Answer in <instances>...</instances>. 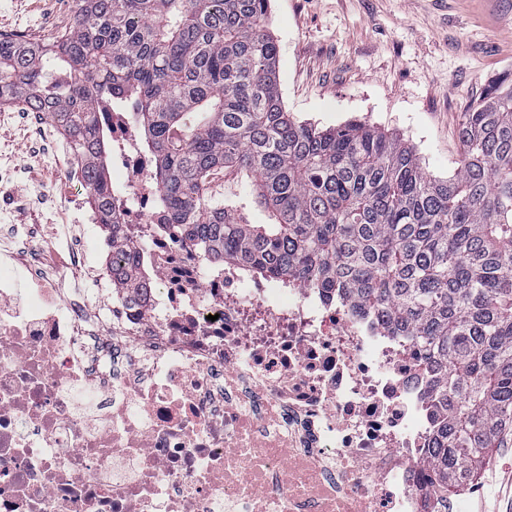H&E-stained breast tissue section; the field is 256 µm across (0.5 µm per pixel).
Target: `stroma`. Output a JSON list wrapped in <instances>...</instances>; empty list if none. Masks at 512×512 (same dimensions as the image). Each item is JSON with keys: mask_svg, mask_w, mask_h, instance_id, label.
I'll use <instances>...</instances> for the list:
<instances>
[{"mask_svg": "<svg viewBox=\"0 0 512 512\" xmlns=\"http://www.w3.org/2000/svg\"><path fill=\"white\" fill-rule=\"evenodd\" d=\"M75 10V0H0V32L44 43L69 30ZM268 30L294 118L367 122L414 145L441 178L458 166L464 109L512 78V0H270ZM41 145L24 109L0 107V209L37 228L52 264L69 253L58 208L78 189L42 161ZM467 512H512V447L493 449Z\"/></svg>", "mask_w": 512, "mask_h": 512, "instance_id": "1", "label": "stroma"}]
</instances>
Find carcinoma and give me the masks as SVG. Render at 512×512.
<instances>
[{
    "mask_svg": "<svg viewBox=\"0 0 512 512\" xmlns=\"http://www.w3.org/2000/svg\"><path fill=\"white\" fill-rule=\"evenodd\" d=\"M268 4L77 0L67 34L0 37V104L52 114L120 253L95 112L116 96L132 105L161 200L189 239L255 272L343 288L405 337L434 372L428 477L470 486L491 449L512 447V80L461 113L459 165L440 179L365 122L322 129L285 111ZM219 171L250 180L269 223L213 197ZM112 280L136 300L131 255Z\"/></svg>",
    "mask_w": 512,
    "mask_h": 512,
    "instance_id": "obj_1",
    "label": "carcinoma"
}]
</instances>
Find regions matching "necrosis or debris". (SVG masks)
<instances>
[{"mask_svg":"<svg viewBox=\"0 0 512 512\" xmlns=\"http://www.w3.org/2000/svg\"><path fill=\"white\" fill-rule=\"evenodd\" d=\"M97 121L144 297L113 284L93 208L63 229L97 298L34 240L0 250V512H465L427 476L404 337L344 290L214 260L172 224L130 110Z\"/></svg>","mask_w":512,"mask_h":512,"instance_id":"4bbe7bcc","label":"necrosis or debris"}]
</instances>
